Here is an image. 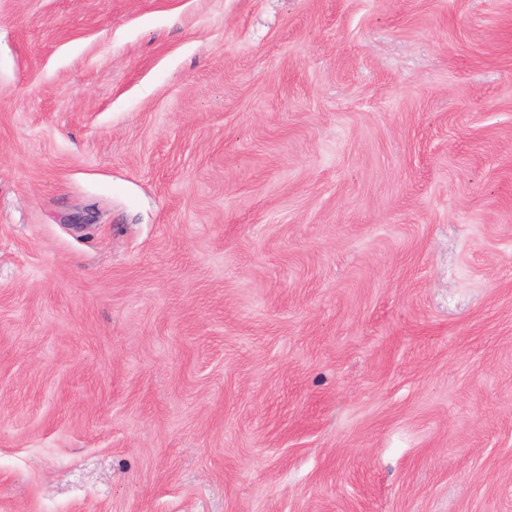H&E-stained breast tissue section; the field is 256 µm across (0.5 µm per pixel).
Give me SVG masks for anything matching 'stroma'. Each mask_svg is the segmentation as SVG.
<instances>
[{
	"label": "stroma",
	"instance_id": "stroma-1",
	"mask_svg": "<svg viewBox=\"0 0 512 512\" xmlns=\"http://www.w3.org/2000/svg\"><path fill=\"white\" fill-rule=\"evenodd\" d=\"M0 512H512V0H0Z\"/></svg>",
	"mask_w": 512,
	"mask_h": 512
}]
</instances>
